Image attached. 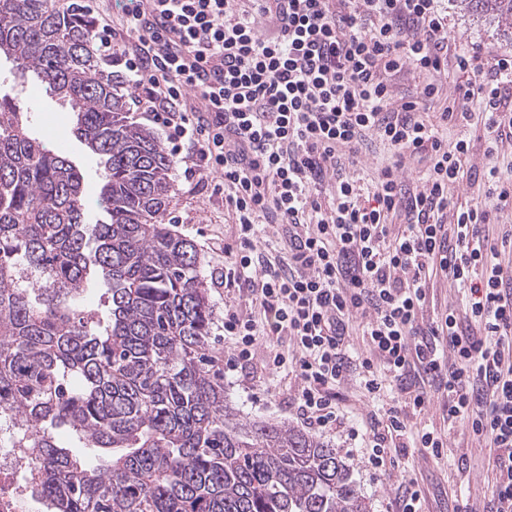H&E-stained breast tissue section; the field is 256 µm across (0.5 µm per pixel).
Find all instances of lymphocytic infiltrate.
I'll use <instances>...</instances> for the list:
<instances>
[{"mask_svg": "<svg viewBox=\"0 0 512 512\" xmlns=\"http://www.w3.org/2000/svg\"><path fill=\"white\" fill-rule=\"evenodd\" d=\"M442 2L128 0L119 22L95 23L93 44L106 60L122 51L139 109L173 153L199 157L185 179L204 170L224 186L236 239L224 285L250 299L224 307L228 370L267 340L273 371L298 381V418L361 440L376 471L401 438L441 456L446 434L410 418L442 393L449 424L493 457L483 512H512V227L493 235L486 208L451 210L469 144L441 132L469 125L477 103L491 150L512 142V56L452 50ZM452 62L475 79L445 101L431 77ZM404 70L424 81L398 98L389 78ZM372 139L388 157L366 179ZM408 160L424 165L421 186L401 177ZM264 223L283 235L260 239ZM439 282L460 304L429 320ZM351 381L379 405L374 422L346 423L337 390Z\"/></svg>", "mask_w": 512, "mask_h": 512, "instance_id": "f902f5d3", "label": "lymphocytic infiltrate"}]
</instances>
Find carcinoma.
<instances>
[{"label": "carcinoma", "mask_w": 512, "mask_h": 512, "mask_svg": "<svg viewBox=\"0 0 512 512\" xmlns=\"http://www.w3.org/2000/svg\"><path fill=\"white\" fill-rule=\"evenodd\" d=\"M456 3L512 30V0ZM92 32L80 8L0 0V59L68 107L104 168L91 198L27 98H0V408L25 424L11 447L52 512H372L335 449L226 402L211 285L163 223L174 162ZM91 288L106 312L84 303Z\"/></svg>", "instance_id": "carcinoma-1"}]
</instances>
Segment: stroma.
<instances>
[{"instance_id":"35a3bbf8","label":"stroma","mask_w":512,"mask_h":512,"mask_svg":"<svg viewBox=\"0 0 512 512\" xmlns=\"http://www.w3.org/2000/svg\"><path fill=\"white\" fill-rule=\"evenodd\" d=\"M448 36L458 50H478L494 55L512 54V34L496 25L479 21L457 9L448 11ZM27 95L41 106L35 126L39 135L45 136L63 155L69 157L85 177L89 196H96L103 170L98 160L88 154L72 135L69 112L58 101L47 97L40 86L28 87ZM449 139L466 138L470 150L464 163L465 176L450 189L454 205H488L486 189L473 174L503 162L502 155L488 154L486 132L480 120L468 126L452 125ZM186 167L182 156H175L172 170V189L166 221L172 230L191 239L199 252L204 272L211 276V300L217 315L209 341L208 355L213 369L224 372V386L230 401L242 419L266 420L301 428L294 409L288 403L290 380L286 374H273L269 370L265 347H258L254 359L243 369L229 371L225 368L227 349L224 345V304L236 300L244 304V297H231L221 283L224 274V245L233 243L235 226L224 210V195L215 190V181H185ZM418 425L447 432L448 446L441 457L423 455L419 449H392L391 455L407 477L417 479L423 490L424 512H461L464 504L486 501L491 486V459L489 449L470 437L460 428L449 427L441 397H434L427 411L416 419ZM321 441L342 450L343 461L350 466L358 489L373 504V512H387L396 491L394 478L374 472L366 460L357 453H344L345 440L336 433L321 434Z\"/></svg>"}]
</instances>
